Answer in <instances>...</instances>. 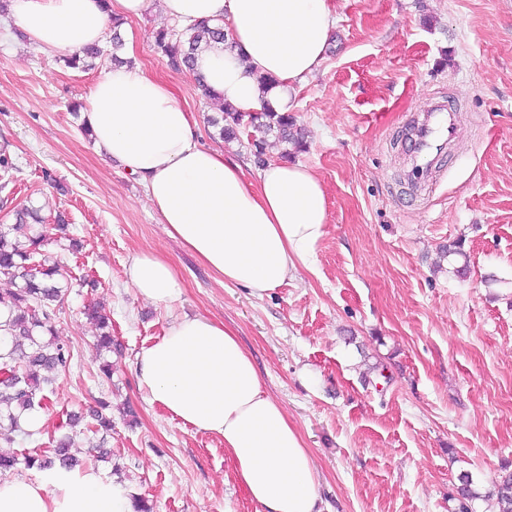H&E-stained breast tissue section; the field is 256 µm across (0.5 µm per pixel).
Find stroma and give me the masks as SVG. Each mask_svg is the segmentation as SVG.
Listing matches in <instances>:
<instances>
[{"instance_id":"35a3bbf8","label":"stroma","mask_w":512,"mask_h":512,"mask_svg":"<svg viewBox=\"0 0 512 512\" xmlns=\"http://www.w3.org/2000/svg\"><path fill=\"white\" fill-rule=\"evenodd\" d=\"M337 25L319 71L292 109L308 135L292 160L322 180L327 233L313 268L254 295L217 282L170 237L139 178L100 156L81 130L94 83L111 69V39L94 68L66 67L0 18V146L14 168L0 181V224L18 209L63 215L80 244L45 251L71 287L55 322L73 367L53 386L45 422L0 450L52 448L66 415L103 399L112 435L73 437V454L124 483L153 512H262L236 482L222 438L183 428L150 403L137 354L171 313L232 327L265 390L283 406L320 476L322 512H460L456 485L471 473L490 487L512 467V0H333ZM160 8L126 21L124 42L196 112L203 145L246 164L280 160L268 138L256 157L247 132L224 141L193 75L173 74L155 47L174 29ZM443 96L461 134L436 188L417 197L403 180L411 114ZM462 252L445 255L453 242ZM137 252L168 257L184 281L174 312L144 302L128 282ZM112 319L113 352L97 350L85 306ZM111 362L112 381L97 373ZM107 441L108 462L94 449Z\"/></svg>"}]
</instances>
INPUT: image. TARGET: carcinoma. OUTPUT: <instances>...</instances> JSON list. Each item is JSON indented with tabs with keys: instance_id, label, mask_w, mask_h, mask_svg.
<instances>
[{
	"instance_id": "obj_1",
	"label": "carcinoma",
	"mask_w": 512,
	"mask_h": 512,
	"mask_svg": "<svg viewBox=\"0 0 512 512\" xmlns=\"http://www.w3.org/2000/svg\"><path fill=\"white\" fill-rule=\"evenodd\" d=\"M203 42H225L224 28L210 29L200 24L182 33L160 30L155 35V45L167 59L170 70L175 74H193L201 86L204 77L195 69V57ZM102 54L98 46L92 45L65 62L70 68L78 64L89 67ZM206 96L224 119L222 138L235 139L241 128L249 126L252 145L259 155L263 139L269 134L294 150L305 148L303 129L290 114L270 107L261 112H241L211 90ZM54 230L65 231L64 219L57 218L53 226L46 224L38 210L31 207L16 213V223L0 224V281L8 283L7 287H0V336L8 339L0 350V427L5 425L24 436L31 435L22 427L25 415L47 408L49 386L58 374L69 371L73 363L71 347L53 334L62 299L71 287L62 267L43 259V247L49 244ZM87 315L98 325V349L111 350L112 323L102 313V306L88 307ZM105 407L106 403L100 401L86 415L71 413L66 425L74 428L89 416L107 433L112 430V419L103 414ZM70 440L69 436L57 440L49 456H25L26 466L39 471L54 467L72 470L79 462L70 453ZM459 480L461 512H469V502L481 498L492 501L494 512H512V471L505 472L494 489L484 495L475 488L471 475L464 473Z\"/></svg>"
}]
</instances>
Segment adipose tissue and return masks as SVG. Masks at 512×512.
I'll return each mask as SVG.
<instances>
[{
	"instance_id": "1",
	"label": "adipose tissue",
	"mask_w": 512,
	"mask_h": 512,
	"mask_svg": "<svg viewBox=\"0 0 512 512\" xmlns=\"http://www.w3.org/2000/svg\"><path fill=\"white\" fill-rule=\"evenodd\" d=\"M165 17L223 25L227 41L201 46L208 87L243 112L293 107L321 67L336 28L330 0H161ZM152 0H7V15L40 47L80 52L112 19L139 18ZM275 78L274 87L260 84ZM85 120L100 153L145 185L178 239L223 284L261 294L311 267L326 233L322 182L307 166L271 162L248 180L242 163L202 145L194 112L170 83L139 63L92 86ZM128 281L143 300L172 309L182 280L165 257L134 254ZM140 389L171 420L223 438L237 482L264 512H321L319 474L281 404L263 388L236 332L205 315L174 317L135 363ZM0 512H135L131 493L97 471H55L35 481L0 478Z\"/></svg>"
}]
</instances>
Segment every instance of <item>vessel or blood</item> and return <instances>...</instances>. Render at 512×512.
I'll list each match as a JSON object with an SVG mask.
<instances>
[{"label":"vessel or blood","instance_id":"1","mask_svg":"<svg viewBox=\"0 0 512 512\" xmlns=\"http://www.w3.org/2000/svg\"><path fill=\"white\" fill-rule=\"evenodd\" d=\"M460 131L454 107L434 99L412 115L408 143L407 180L416 192L429 191L438 173L439 156L454 142Z\"/></svg>","mask_w":512,"mask_h":512}]
</instances>
